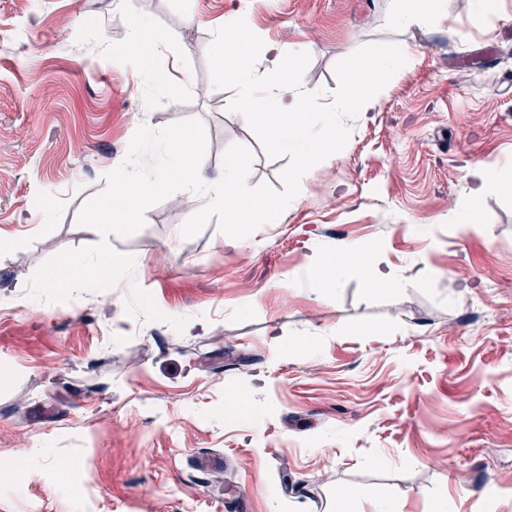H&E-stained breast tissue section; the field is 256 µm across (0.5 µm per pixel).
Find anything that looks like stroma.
I'll use <instances>...</instances> for the list:
<instances>
[{"mask_svg":"<svg viewBox=\"0 0 512 512\" xmlns=\"http://www.w3.org/2000/svg\"><path fill=\"white\" fill-rule=\"evenodd\" d=\"M394 0H0V512H512V184L456 218L475 169L512 164V0H444L396 27ZM245 18L309 53L312 91L361 46L405 44L412 65L309 170L282 223L225 243L191 238L182 193L135 234L110 235L131 275L65 301L30 281L99 243L78 222L140 126L198 119L207 174L234 144L250 186L283 188L215 89L212 33ZM161 28L157 92L123 53L131 19ZM341 241L379 255L394 289L352 269L308 280ZM303 339L307 352H279ZM246 394L245 409L233 405Z\"/></svg>","mask_w":512,"mask_h":512,"instance_id":"obj_1","label":"stroma"}]
</instances>
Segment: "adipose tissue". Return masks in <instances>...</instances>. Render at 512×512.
Segmentation results:
<instances>
[{
  "label": "adipose tissue",
  "mask_w": 512,
  "mask_h": 512,
  "mask_svg": "<svg viewBox=\"0 0 512 512\" xmlns=\"http://www.w3.org/2000/svg\"><path fill=\"white\" fill-rule=\"evenodd\" d=\"M132 40L126 48L128 55L139 60L145 78L156 87H163L166 80L151 69L149 61L154 49L169 45L168 36L160 29L146 22L136 20L131 24ZM363 264L370 268L369 283L385 288L395 287V279L384 272L378 261L364 257L360 248L349 242L337 243L331 250L315 254L310 263L314 283L320 287L338 285L354 265Z\"/></svg>",
  "instance_id": "adipose-tissue-1"
}]
</instances>
